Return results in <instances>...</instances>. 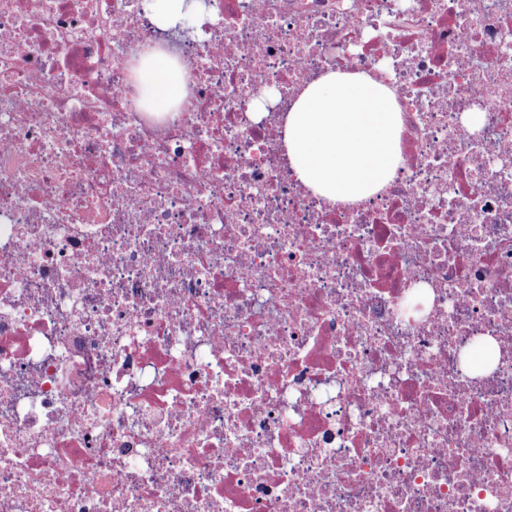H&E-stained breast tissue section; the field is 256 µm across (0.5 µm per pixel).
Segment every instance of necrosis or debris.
Wrapping results in <instances>:
<instances>
[{
	"instance_id": "1",
	"label": "necrosis or debris",
	"mask_w": 512,
	"mask_h": 512,
	"mask_svg": "<svg viewBox=\"0 0 512 512\" xmlns=\"http://www.w3.org/2000/svg\"><path fill=\"white\" fill-rule=\"evenodd\" d=\"M144 2L0 0V512H512V0H209L182 35ZM338 69L404 121L347 208L280 139ZM184 87L183 77L171 73L169 56L155 52L137 70L136 88L154 112H167L180 96ZM149 93L150 99L146 98Z\"/></svg>"
}]
</instances>
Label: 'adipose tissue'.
I'll list each match as a JSON object with an SVG mask.
<instances>
[{
	"instance_id": "1",
	"label": "adipose tissue",
	"mask_w": 512,
	"mask_h": 512,
	"mask_svg": "<svg viewBox=\"0 0 512 512\" xmlns=\"http://www.w3.org/2000/svg\"><path fill=\"white\" fill-rule=\"evenodd\" d=\"M137 89L155 112L168 111L184 80L156 52L137 71ZM403 119L392 89L363 74L330 72L306 84L286 116L288 163L314 194L356 203L381 190L404 161Z\"/></svg>"
}]
</instances>
